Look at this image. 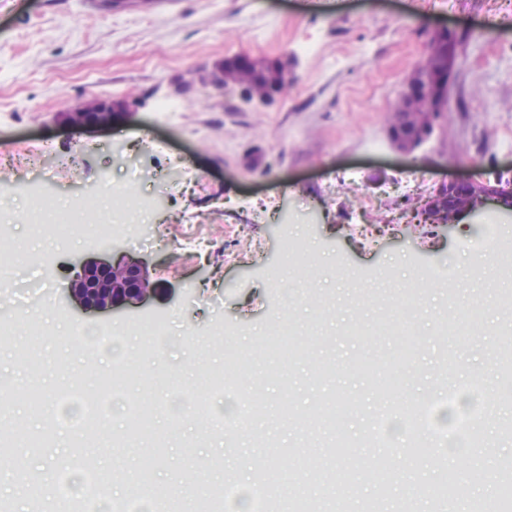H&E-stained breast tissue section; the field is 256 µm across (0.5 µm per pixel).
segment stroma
I'll list each match as a JSON object with an SVG mask.
<instances>
[{"instance_id": "stroma-1", "label": "stroma", "mask_w": 512, "mask_h": 512, "mask_svg": "<svg viewBox=\"0 0 512 512\" xmlns=\"http://www.w3.org/2000/svg\"><path fill=\"white\" fill-rule=\"evenodd\" d=\"M466 39L449 89V110L428 142L398 154L387 113L422 57L433 28ZM310 42L317 50L302 53ZM248 53L288 61L287 91L264 107L204 81L212 64ZM191 83L174 91L175 79ZM94 97L140 100L131 117L107 127L71 129L59 112ZM258 152L252 168L245 157ZM153 170L181 158L173 185L134 180L128 155ZM0 184L19 191L0 201V226L25 254L0 278V319L13 334L0 344V439L28 436L0 459V504L32 512L34 497L84 502L85 482L111 476L123 485V512H143L146 489L160 491L165 512H199L225 486L239 490L223 512H252L253 493L293 512H495L500 465L512 461V385L495 359L512 358V269L494 264L493 225L468 217L449 230L414 224L410 212L444 179L512 182V0H6L0 6ZM420 173L398 189L402 172ZM350 186L330 190L343 173ZM108 179L135 184L157 200L152 233L165 247H113L112 227L86 225L66 248L51 235L32 239L27 187L40 185L58 205ZM200 216L206 257L183 249V213ZM357 224L385 227L374 246L353 242ZM237 238H228L227 227ZM258 249L226 258L236 242ZM299 251V264L283 253ZM143 263L156 294L114 312L68 299L72 268L119 257ZM415 291L413 318L389 294ZM478 307L465 340L445 324ZM285 321L299 356L261 354L275 323ZM157 323L164 340L141 333ZM109 333L101 347L97 332ZM409 346L407 368L386 357ZM249 367L231 386L217 384L232 361ZM336 371L324 376L321 364ZM139 370L112 404L149 408L154 439L120 438L111 424L86 436L77 426L97 401L110 366ZM396 379L381 395L376 380ZM479 379L465 392L461 381ZM40 387L43 402L26 399ZM457 392L433 419L420 404ZM72 393L69 405L58 394ZM254 419L229 422L239 401ZM289 403L282 413L281 403ZM476 411L477 446L444 444L440 433ZM201 412L195 426L182 412ZM239 446L227 457L225 444ZM155 464L141 473L145 454ZM39 473L31 489L25 477ZM459 492L438 498L447 483Z\"/></svg>"}]
</instances>
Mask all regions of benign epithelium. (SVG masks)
I'll use <instances>...</instances> for the list:
<instances>
[{
    "label": "benign epithelium",
    "mask_w": 512,
    "mask_h": 512,
    "mask_svg": "<svg viewBox=\"0 0 512 512\" xmlns=\"http://www.w3.org/2000/svg\"><path fill=\"white\" fill-rule=\"evenodd\" d=\"M431 36L446 45L437 62L422 59L414 75L405 84L396 109L398 126L408 133L398 135L389 130L394 148L410 155L420 148L435 127L439 112L444 109L448 80L454 70L461 47L457 33L446 28L432 31ZM268 59L237 54L215 63L208 82L224 90L235 88V82L244 74L266 68ZM241 93L261 105L271 103L266 88L252 83L241 88ZM137 103L127 98L97 99L88 107H74L63 112L64 121L74 127L108 126L120 116L135 112ZM495 203L512 217V187L491 186L487 182L470 179H451L438 184L434 193L423 202L428 208L448 206V218L440 227L453 226L465 215L477 212L488 202ZM75 274L69 292L87 309L114 311L145 303L155 292L145 268L124 258L105 262H81L74 266Z\"/></svg>",
    "instance_id": "7a95c632"
}]
</instances>
